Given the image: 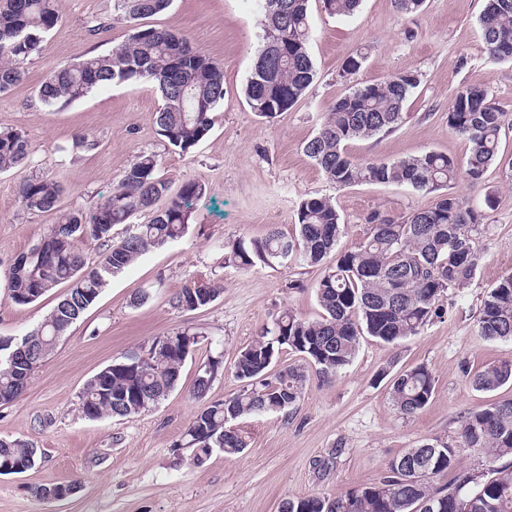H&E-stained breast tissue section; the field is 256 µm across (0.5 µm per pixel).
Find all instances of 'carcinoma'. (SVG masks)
<instances>
[{
  "label": "carcinoma",
  "mask_w": 512,
  "mask_h": 512,
  "mask_svg": "<svg viewBox=\"0 0 512 512\" xmlns=\"http://www.w3.org/2000/svg\"><path fill=\"white\" fill-rule=\"evenodd\" d=\"M172 0H113V11L129 23L125 40L105 54L51 69L38 89L47 106L75 102L93 90L112 84L144 81L160 93L159 134L181 152L195 147L212 128V113L224 101V67L193 49L188 39L168 30L148 27L143 20L167 10ZM360 0H323L334 16L353 13ZM262 47L244 94L250 111L273 119L305 95L315 76L309 52V0H263ZM61 0H0V94L12 90L24 75L23 65L38 53L46 34L56 25ZM487 57L512 62V0H486L480 16ZM418 85V75L399 71L385 79L356 86L337 99L325 120L304 146V152L338 187L364 183L405 185L416 191L443 190L460 177L480 180L498 158L507 113L483 87L462 86L448 108V127L467 137L471 151L465 172L448 155L430 151L405 159H355L346 146L395 131L404 121V106ZM32 155L30 142L19 132L0 131V172L18 170ZM158 161L141 153L123 172L118 186L87 213L67 211L48 225L44 238L9 269L13 301L27 305L61 284L69 289L42 323L19 337L0 336V405L22 393L19 380L42 362L67 329L95 303L108 282L122 275L152 248L182 237L192 221V202L204 187L188 181L172 191L157 176ZM64 188L47 176L22 180L19 203L30 212L57 208ZM153 211L120 238L112 228L129 223L137 212ZM369 232L353 251L328 266L317 286L319 318L306 320L290 309L234 360L235 376L243 382L235 396L207 400L223 371V354L208 358L196 374L193 396L205 405L193 416L178 444L193 449L201 463L218 450L239 454L248 447L245 433L229 426L243 415L286 412L295 407L308 380V369L334 376L353 360L360 341L370 336L395 344L418 335L431 320L442 317L439 299L450 289L468 285L480 263L473 236L483 214L453 193L439 196L434 206L402 217L373 212L366 217ZM298 234L289 237L273 228L262 239L238 241L224 257L241 270L260 262L288 266L300 257L318 264L336 251L343 231L333 202L326 197L301 201ZM95 242L98 263L86 267L83 246ZM200 291L195 283L171 299L177 309L196 310L221 291L215 284ZM481 336L512 340V275L501 278L483 299L477 320ZM200 335L189 328L155 338L143 357L131 354L108 365L87 381L80 396L84 416L91 419L128 417L157 405L179 382L182 368ZM284 349L302 363L270 374ZM473 386L493 392L512 385V361L489 364L476 373ZM435 379L425 365L402 371L390 390L395 409L411 416L425 408ZM484 451L490 475L459 467L461 451ZM512 399L468 415L460 440L423 442L406 449L378 481L345 493H315L282 501L279 512H512ZM38 449L21 440L0 439V466L7 462L38 463ZM452 485L434 487L446 473Z\"/></svg>",
  "instance_id": "carcinoma-1"
}]
</instances>
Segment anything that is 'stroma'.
Segmentation results:
<instances>
[{
    "label": "stroma",
    "instance_id": "1",
    "mask_svg": "<svg viewBox=\"0 0 512 512\" xmlns=\"http://www.w3.org/2000/svg\"><path fill=\"white\" fill-rule=\"evenodd\" d=\"M483 8L484 0H427L422 12L404 17L394 0H362L353 15L337 17L324 12L321 0H310L315 79L296 105L268 121L250 112L244 97L261 44L260 0H173L166 12L148 18V25L187 36L224 65V101L213 114V127L183 153L157 131L163 100L150 84H115L61 108L42 103L38 88L51 68L108 52L128 30L113 14L112 0H62L60 18L26 62L23 80L0 95V131L19 132L33 147L25 174L59 181L66 189L62 209L88 211L111 194L133 157L145 152L157 157L158 173L172 189L194 180L205 192L187 232L112 279L36 369L26 390L0 406V438L26 441L41 453L33 469L0 475V512H278L289 497L335 494L374 482L405 449L457 438L469 413L512 399L511 385L480 392L470 382L471 373L484 366L512 361V341L489 340L477 331L488 289L512 274L509 127L501 136L500 162L478 183L461 179L451 188L483 209L478 240L483 259L466 288L443 297V317L393 345L364 337L354 360L336 377H310L290 412L234 420V428L249 436L241 454L217 451L196 466L190 449L177 445L201 407L191 392L201 363L222 353L225 369L210 397L235 396L242 383L231 366L240 349L255 342L282 310L306 319L321 313L316 297L321 266L259 263L242 271L224 261L233 242L263 238L274 227L294 234L300 202L327 197L345 226L336 246L341 254L365 239L369 213L401 217L438 199L437 193L396 184L339 188L326 179L303 146L336 99L354 83L414 71L419 84L404 107L405 121L393 133L353 141L347 150L360 159L385 160L438 151L462 168L470 144L448 126V108L460 87L481 86L512 113V63L488 59L479 25ZM95 18L107 26L92 35L87 23ZM356 49L366 60L349 81L342 65ZM83 135L94 147L79 146ZM22 176L0 174V336L35 329L59 296L54 290L21 306L8 290L13 260L55 221L54 213L20 207ZM196 282L221 285L222 291L198 310L173 308L171 297ZM187 325L203 340L164 400L130 417L84 416L79 396L88 379L112 361L146 354L155 337ZM416 364L431 369L435 389L429 404L407 417L395 409L389 383L379 374L394 375ZM57 483L74 484V493L63 500L39 495V488Z\"/></svg>",
    "mask_w": 512,
    "mask_h": 512
}]
</instances>
